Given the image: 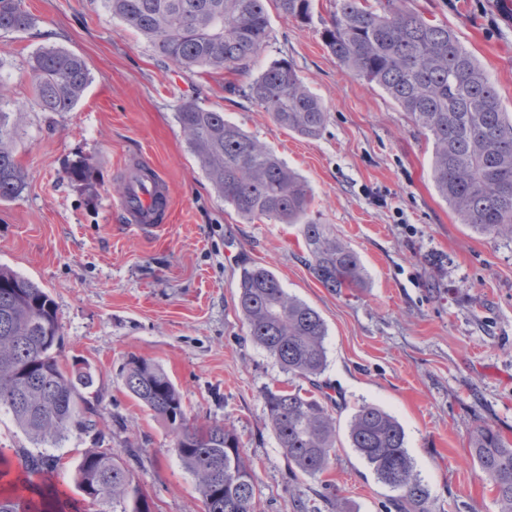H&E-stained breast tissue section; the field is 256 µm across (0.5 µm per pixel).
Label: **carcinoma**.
Wrapping results in <instances>:
<instances>
[{
    "mask_svg": "<svg viewBox=\"0 0 512 512\" xmlns=\"http://www.w3.org/2000/svg\"><path fill=\"white\" fill-rule=\"evenodd\" d=\"M286 19L307 21L313 0H103L113 16L138 31L180 69L247 74L269 38L266 4ZM336 0L328 49L351 73L382 89L432 141V180L459 223L483 235L512 236V116L473 54L455 33L407 11L402 0ZM34 25L22 0H0V31ZM33 103L43 112H69L92 81L85 61L61 48L32 58ZM240 92L279 126L304 137L320 135L327 112L285 60L249 78ZM24 108H0V201L18 197L27 175L16 159V127ZM176 119L189 152L217 197L247 218L299 224L314 277L332 292L360 288L358 254L310 217L314 196L268 145L194 102ZM235 306L249 336L280 369L307 380L316 392L269 388L264 405L279 447L299 472H326L336 444V419L318 377L326 366L327 328L318 311L290 296L266 266L244 267ZM54 299L32 280L0 267V410L35 444L56 445L72 431L96 428L84 391L94 384L89 368L65 366ZM130 395L174 437V449L194 476L204 512H259L256 475L228 423H189L180 391L158 364L131 358L124 375ZM348 438L377 478L397 495L396 512H428L429 491L414 469L402 425L365 403L352 415ZM470 453L492 485L500 512H512V444L491 427L480 429ZM57 457L29 455L14 473L0 450V512H79L50 482ZM84 500L112 512H151L134 492L133 472L110 448L88 450L77 466Z\"/></svg>",
    "mask_w": 512,
    "mask_h": 512,
    "instance_id": "carcinoma-1",
    "label": "carcinoma"
}]
</instances>
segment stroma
<instances>
[{
    "instance_id": "obj_1",
    "label": "stroma",
    "mask_w": 512,
    "mask_h": 512,
    "mask_svg": "<svg viewBox=\"0 0 512 512\" xmlns=\"http://www.w3.org/2000/svg\"><path fill=\"white\" fill-rule=\"evenodd\" d=\"M24 32H0V107L20 110L22 194L0 202V267L45 288L57 305L61 361L85 363L97 431L54 447V481L79 500L74 472L103 434L128 460L156 512H202L193 476L168 428L129 395L124 367L136 356L161 365L191 422H228L240 436L261 512H302L323 498L342 512H388L392 490L351 447L348 422L365 403L403 425L427 485L430 512H499L469 442L484 426L512 443V237L477 235L435 191L432 144L379 87L348 70L324 44L335 0H314L310 21L269 8V39L251 65L290 62L322 102L327 123L306 139L274 124L240 96L245 76L175 69L100 0H22ZM407 10L448 26L495 84L512 113V0H405ZM56 47L85 59L93 80L68 112L30 105L29 60ZM187 101L271 147L314 194L313 218L330 225L365 269L363 287L336 294L313 276L299 225L242 218L211 189L175 119ZM154 163L171 187L172 215L149 239L116 204L129 159ZM93 189L70 181L81 161ZM269 266L289 295L327 325L321 376L339 399L330 469L312 478L279 448L266 388L289 378L254 344L235 308L241 266Z\"/></svg>"
}]
</instances>
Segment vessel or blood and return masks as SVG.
<instances>
[{
	"label": "vessel or blood",
	"instance_id": "obj_1",
	"mask_svg": "<svg viewBox=\"0 0 512 512\" xmlns=\"http://www.w3.org/2000/svg\"><path fill=\"white\" fill-rule=\"evenodd\" d=\"M127 189L118 209L126 225L146 235L166 230L169 212H156L155 201L169 195V186L161 172L151 163L132 164L126 180Z\"/></svg>",
	"mask_w": 512,
	"mask_h": 512
}]
</instances>
